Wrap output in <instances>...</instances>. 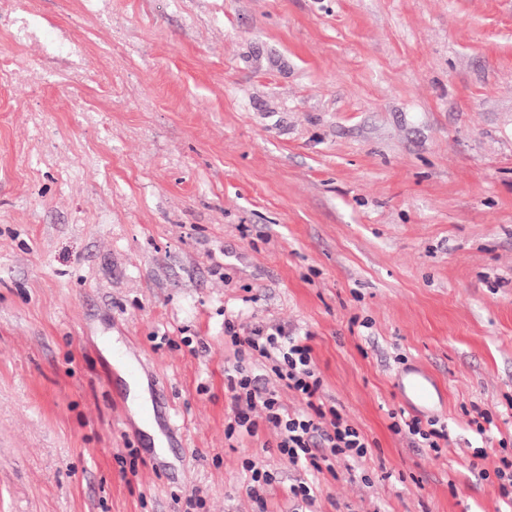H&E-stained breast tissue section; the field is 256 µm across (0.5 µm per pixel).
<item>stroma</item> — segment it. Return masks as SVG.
Masks as SVG:
<instances>
[{"instance_id":"stroma-1","label":"stroma","mask_w":512,"mask_h":512,"mask_svg":"<svg viewBox=\"0 0 512 512\" xmlns=\"http://www.w3.org/2000/svg\"><path fill=\"white\" fill-rule=\"evenodd\" d=\"M17 6L93 77L0 86V512H258L249 459L265 512H303L302 482L312 512H507L512 0ZM228 322L309 337L367 455L314 475L268 429L226 438ZM105 336L178 427L171 473ZM409 366L441 388L440 451L389 428ZM244 467L248 472H251L250 480L246 485V494L255 503L259 504L264 511L266 502L263 495L265 486L271 482V475L266 471H261L252 460L246 461Z\"/></svg>"}]
</instances>
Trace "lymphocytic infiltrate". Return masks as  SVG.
Returning a JSON list of instances; mask_svg holds the SVG:
<instances>
[{"label": "lymphocytic infiltrate", "mask_w": 512, "mask_h": 512, "mask_svg": "<svg viewBox=\"0 0 512 512\" xmlns=\"http://www.w3.org/2000/svg\"><path fill=\"white\" fill-rule=\"evenodd\" d=\"M226 331L238 356L227 375L231 416L226 437H253L259 428H268L277 436L278 452L313 473L332 468L337 456L367 455L368 441L336 406L322 401V378L306 339L288 336L279 328L268 331L258 326L242 335L230 324ZM253 355L270 361L275 377L304 402L303 412L289 413L276 391L259 387L249 362Z\"/></svg>", "instance_id": "lymphocytic-infiltrate-1"}]
</instances>
